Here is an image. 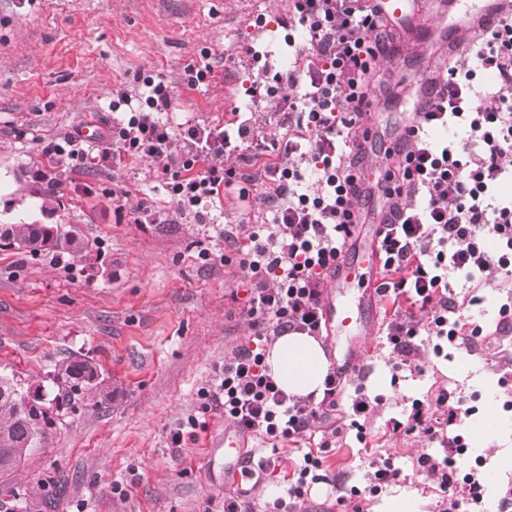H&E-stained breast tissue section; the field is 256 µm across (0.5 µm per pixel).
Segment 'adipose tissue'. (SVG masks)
Masks as SVG:
<instances>
[{
    "instance_id": "adipose-tissue-1",
    "label": "adipose tissue",
    "mask_w": 512,
    "mask_h": 512,
    "mask_svg": "<svg viewBox=\"0 0 512 512\" xmlns=\"http://www.w3.org/2000/svg\"><path fill=\"white\" fill-rule=\"evenodd\" d=\"M266 363L278 385L296 397L322 392L330 367L321 341L297 332L277 337L267 350Z\"/></svg>"
}]
</instances>
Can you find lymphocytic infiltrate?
<instances>
[{"instance_id": "lymphocytic-infiltrate-1", "label": "lymphocytic infiltrate", "mask_w": 512, "mask_h": 512, "mask_svg": "<svg viewBox=\"0 0 512 512\" xmlns=\"http://www.w3.org/2000/svg\"><path fill=\"white\" fill-rule=\"evenodd\" d=\"M291 19L313 48L305 73L251 54L258 65L248 89L253 99L285 85L303 87L269 120L241 122L233 136L205 124L173 129L164 114L174 94L147 76L138 95L117 90L109 140L111 155L150 159L181 211L199 224L208 223L220 194L249 201L244 166L264 172L272 217L253 225L240 265L249 282L245 316L254 336L267 341L322 334V287L349 234L353 169L363 157L354 130L388 46L382 18L360 0H292ZM451 126L465 139L440 137ZM408 127L412 138L399 167L404 201L391 211L380 250L382 294L394 306L383 333L410 367L418 337L432 340L439 354L462 334L454 275L490 281L512 268V195L499 192L512 183L511 12L454 61L433 106L414 113ZM342 385V373L332 369L322 397L288 395L265 352L241 346L225 359L210 400L240 434L296 444L331 419ZM463 403L462 394L443 389L430 406L413 404L406 420L392 422L393 432L419 430L440 447L418 460L443 493L439 512L481 504L480 481L458 477L455 468L466 449L453 431Z\"/></svg>"}]
</instances>
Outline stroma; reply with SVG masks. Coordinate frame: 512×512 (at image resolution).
<instances>
[{
  "label": "stroma",
  "instance_id": "obj_1",
  "mask_svg": "<svg viewBox=\"0 0 512 512\" xmlns=\"http://www.w3.org/2000/svg\"><path fill=\"white\" fill-rule=\"evenodd\" d=\"M260 17L265 26H257ZM288 21V0H0V224H56L85 243L61 261L0 248V373L42 386L49 418L20 466L0 477V512H224L228 493L264 512L269 498L252 480L224 474L216 446L223 413L202 410L225 356L252 342L237 250L239 237L270 217L263 177L251 187V208L223 194L210 206V223L197 224L180 213L148 159L76 168L43 148L77 127L89 133L85 148L106 147L112 93L136 92L142 74L173 91L172 127L222 126L252 112L246 51L289 64ZM439 50L431 36L415 55L385 63L384 112H414L416 82ZM204 51L212 72L188 86V68ZM45 169L61 200L49 215L31 206L32 175ZM145 211L156 223H140ZM455 284L462 321L482 335L460 337L442 354L421 346L416 372L393 368L382 336L359 337L360 368L346 372L335 417L302 442L313 449L327 438L331 446L299 512H352L357 503L386 512L405 499L418 512H437L442 493L418 464L432 447L424 435L393 434L391 419H406L413 401L431 403L444 388L464 392L472 426L512 400V326L499 316L512 275L485 286L459 276ZM72 355L97 366L99 391L73 394L60 407L53 372ZM358 392L375 406L361 436L347 426ZM487 446L468 448L456 468L493 481L500 495L512 476L490 478L487 464L512 440L494 432ZM374 458L400 471L376 496L367 476Z\"/></svg>",
  "mask_w": 512,
  "mask_h": 512
}]
</instances>
